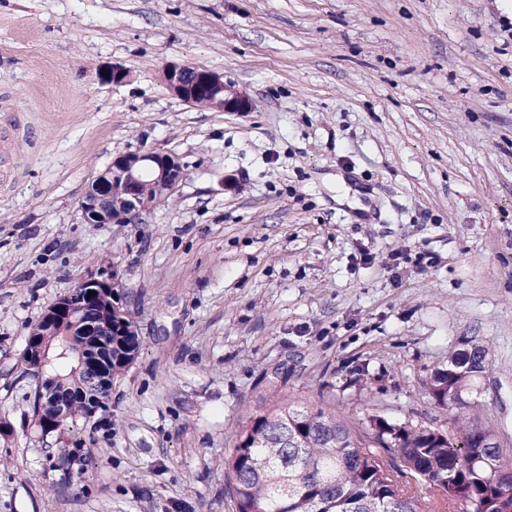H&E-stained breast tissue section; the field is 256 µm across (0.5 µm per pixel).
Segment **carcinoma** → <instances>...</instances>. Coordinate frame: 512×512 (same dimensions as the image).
<instances>
[{"instance_id":"obj_1","label":"carcinoma","mask_w":512,"mask_h":512,"mask_svg":"<svg viewBox=\"0 0 512 512\" xmlns=\"http://www.w3.org/2000/svg\"><path fill=\"white\" fill-rule=\"evenodd\" d=\"M31 329L53 357L44 388L80 391L90 365L58 371L56 352L67 338ZM486 370L479 342L448 358L426 383L440 409L459 410L458 396ZM388 450L426 486L473 508L512 512V459L503 457L495 432L464 421L455 434L378 416L358 432L332 412L286 403L251 419L236 436L224 469L235 512H426L420 497L400 488L375 453Z\"/></svg>"}]
</instances>
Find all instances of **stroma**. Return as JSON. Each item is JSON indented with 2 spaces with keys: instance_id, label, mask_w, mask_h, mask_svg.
<instances>
[{
  "instance_id": "stroma-1",
  "label": "stroma",
  "mask_w": 512,
  "mask_h": 512,
  "mask_svg": "<svg viewBox=\"0 0 512 512\" xmlns=\"http://www.w3.org/2000/svg\"><path fill=\"white\" fill-rule=\"evenodd\" d=\"M510 22L512 0H0V127L27 139L0 196V512H235L250 417L454 429L425 384L473 340L464 414L512 457ZM170 62L251 111L185 104ZM135 151L188 175L143 223H85ZM97 265L142 348L107 410L44 436L20 356ZM161 79L169 92L190 106L222 112H248L252 107L245 93L204 65L170 63Z\"/></svg>"
}]
</instances>
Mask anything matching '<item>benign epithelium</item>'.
<instances>
[{
	"label": "benign epithelium",
	"instance_id": "1",
	"mask_svg": "<svg viewBox=\"0 0 512 512\" xmlns=\"http://www.w3.org/2000/svg\"><path fill=\"white\" fill-rule=\"evenodd\" d=\"M98 78L121 84L128 72L117 65L97 70ZM162 82L174 96L195 107L222 112H248L249 97L224 75L199 64L170 63L164 67ZM150 170L155 194H142V173ZM186 177V167L175 155L156 151L129 153L112 161L88 187L80 210L88 224H139L144 215L170 197ZM48 331L69 327L70 348L80 362H90L93 389L78 397L85 400L89 415L101 408L99 394L112 389V333L137 336L135 316L128 310L123 283L116 268L102 266L86 272L71 291L51 305L44 314ZM71 399L53 392L39 393L34 401V418L46 429L63 430L70 414Z\"/></svg>",
	"mask_w": 512,
	"mask_h": 512
}]
</instances>
